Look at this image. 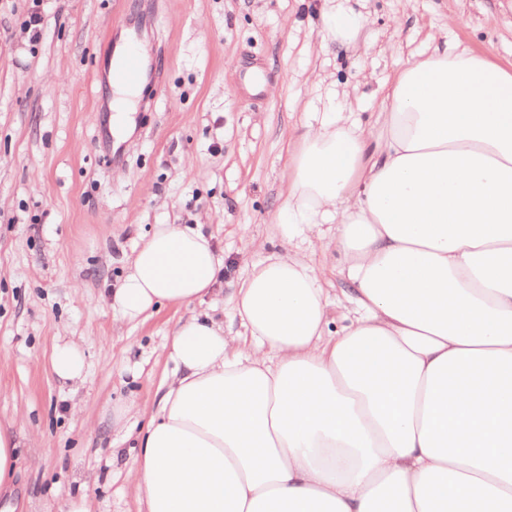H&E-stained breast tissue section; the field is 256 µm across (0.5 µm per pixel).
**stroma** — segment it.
<instances>
[{
	"label": "stroma",
	"instance_id": "35a3bbf8",
	"mask_svg": "<svg viewBox=\"0 0 512 512\" xmlns=\"http://www.w3.org/2000/svg\"><path fill=\"white\" fill-rule=\"evenodd\" d=\"M150 0H44L45 28L20 25L31 0H0V427L19 426L18 468L0 512H140L127 470L172 376L174 324L210 315L240 331L232 284L271 253L321 267L331 333L350 323L344 257L322 229L282 235L288 160L307 125L337 106L373 123L381 90L414 56L450 42L512 66V0H345L357 45L323 37L326 0H166L144 47L159 92L137 107L109 161L98 142L112 101V46L148 23ZM263 73L252 98L242 62ZM158 224H196L224 275L204 303L164 305L130 323L109 300ZM79 345L80 379H60L56 346ZM139 409L113 426L112 411ZM24 413V424L14 422Z\"/></svg>",
	"mask_w": 512,
	"mask_h": 512
}]
</instances>
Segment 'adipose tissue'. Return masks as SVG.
I'll list each match as a JSON object with an SVG mask.
<instances>
[{
  "label": "adipose tissue",
  "instance_id": "obj_1",
  "mask_svg": "<svg viewBox=\"0 0 512 512\" xmlns=\"http://www.w3.org/2000/svg\"><path fill=\"white\" fill-rule=\"evenodd\" d=\"M276 220L335 225L351 323L327 334L297 252L238 280L249 346L178 323L127 474L144 512H512V69L454 45L398 72L374 124L324 113ZM221 268L199 227L156 225L112 306L192 304Z\"/></svg>",
  "mask_w": 512,
  "mask_h": 512
}]
</instances>
